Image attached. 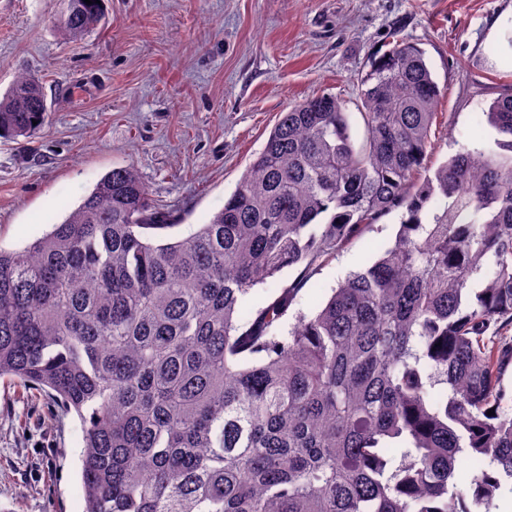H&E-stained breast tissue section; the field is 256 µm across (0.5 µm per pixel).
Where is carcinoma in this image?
<instances>
[{
    "label": "carcinoma",
    "mask_w": 512,
    "mask_h": 512,
    "mask_svg": "<svg viewBox=\"0 0 512 512\" xmlns=\"http://www.w3.org/2000/svg\"><path fill=\"white\" fill-rule=\"evenodd\" d=\"M70 2L57 28L80 40L103 6ZM357 83L361 141L336 95L294 105L183 238L159 242L176 216L128 165L0 247V378L75 413L84 512H490L512 480V94L485 112L496 148L421 178L424 52L397 41ZM47 112L41 80L18 77L0 139L34 137ZM396 209L393 245L312 313L284 327L285 288L240 318L254 287L311 273Z\"/></svg>",
    "instance_id": "cac0c4a2"
}]
</instances>
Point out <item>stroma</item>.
Segmentation results:
<instances>
[{"mask_svg": "<svg viewBox=\"0 0 512 512\" xmlns=\"http://www.w3.org/2000/svg\"><path fill=\"white\" fill-rule=\"evenodd\" d=\"M64 0H0V94L43 81L42 135L0 143V247L50 231L117 166L134 165L182 238L207 223L263 148L280 113L330 92L360 125L357 79L394 35L416 44L438 84L435 169L464 147H493L484 113L512 92V0H105L69 41ZM400 211L300 278L256 286L248 308L297 287L289 314L313 311L349 272L392 245ZM75 415L0 379V512H83Z\"/></svg>", "mask_w": 512, "mask_h": 512, "instance_id": "35a3bbf8", "label": "stroma"}]
</instances>
